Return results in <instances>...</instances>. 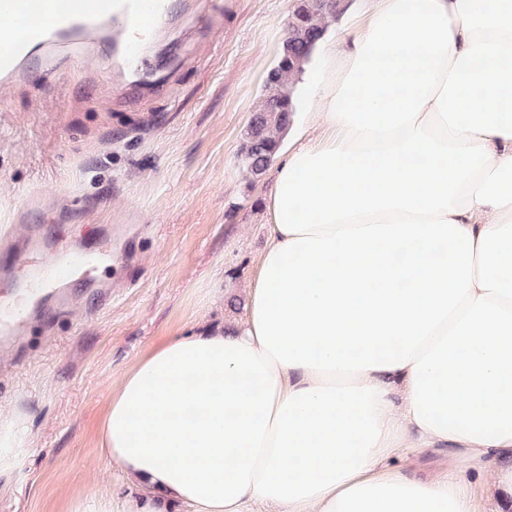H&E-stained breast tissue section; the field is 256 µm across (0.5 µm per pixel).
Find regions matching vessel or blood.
Here are the masks:
<instances>
[{"mask_svg": "<svg viewBox=\"0 0 512 512\" xmlns=\"http://www.w3.org/2000/svg\"><path fill=\"white\" fill-rule=\"evenodd\" d=\"M170 0H0V84L28 78V63L40 59L46 71L76 49L91 58L111 50L117 79L147 69L148 44L169 24ZM28 247L13 271L26 300L0 305V344L10 345L32 304L50 296L59 310L71 305L66 282L82 274L88 288L107 296L111 286L91 274L93 258L65 251L47 239L40 225L26 227Z\"/></svg>", "mask_w": 512, "mask_h": 512, "instance_id": "vessel-or-blood-1", "label": "vessel or blood"}]
</instances>
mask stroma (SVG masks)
Segmentation results:
<instances>
[{
	"label": "stroma",
	"instance_id": "stroma-1",
	"mask_svg": "<svg viewBox=\"0 0 512 512\" xmlns=\"http://www.w3.org/2000/svg\"><path fill=\"white\" fill-rule=\"evenodd\" d=\"M210 2L222 31L178 20L150 44L148 95L103 56L34 63L0 87V233L41 224L97 251L110 228L134 231L131 261L101 271L111 303L71 279L70 309L30 320L0 356V416L27 428L0 466V512H73L108 483L137 496L100 447L113 381L171 337L245 316L227 302L246 299L267 244L273 176L252 179L240 148L294 0Z\"/></svg>",
	"mask_w": 512,
	"mask_h": 512
}]
</instances>
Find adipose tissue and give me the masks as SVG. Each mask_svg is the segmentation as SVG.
Listing matches in <instances>:
<instances>
[{
  "label": "adipose tissue",
  "mask_w": 512,
  "mask_h": 512,
  "mask_svg": "<svg viewBox=\"0 0 512 512\" xmlns=\"http://www.w3.org/2000/svg\"><path fill=\"white\" fill-rule=\"evenodd\" d=\"M322 55L244 327L121 378L102 447L147 496L76 512H473L474 461L512 498V0H373ZM408 458L422 474L446 470L452 467L448 463L447 456L429 451H418L415 448H410Z\"/></svg>",
  "instance_id": "adipose-tissue-1"
}]
</instances>
